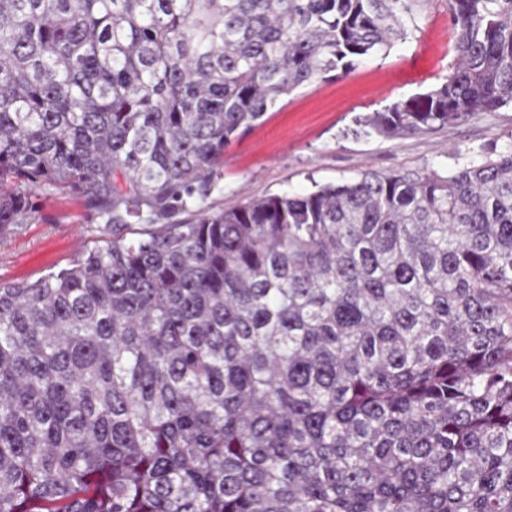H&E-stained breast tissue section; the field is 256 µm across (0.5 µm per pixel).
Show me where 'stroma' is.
<instances>
[{"label":"stroma","instance_id":"1","mask_svg":"<svg viewBox=\"0 0 512 512\" xmlns=\"http://www.w3.org/2000/svg\"><path fill=\"white\" fill-rule=\"evenodd\" d=\"M402 39L290 93L224 152L208 201L218 211L362 171L446 175L512 146V104L475 112L431 132L395 139L355 135V120L442 83L454 59L448 0H408ZM28 213L0 239V282L24 283L68 267L83 249L111 239L83 199L50 187L28 191Z\"/></svg>","mask_w":512,"mask_h":512}]
</instances>
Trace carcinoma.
Instances as JSON below:
<instances>
[{"label":"carcinoma","instance_id":"cac0c4a2","mask_svg":"<svg viewBox=\"0 0 512 512\" xmlns=\"http://www.w3.org/2000/svg\"><path fill=\"white\" fill-rule=\"evenodd\" d=\"M399 2L0 0V238L40 186L112 227L0 283V512H512V149L207 207ZM448 10L445 81L359 132L512 101V0Z\"/></svg>","mask_w":512,"mask_h":512}]
</instances>
